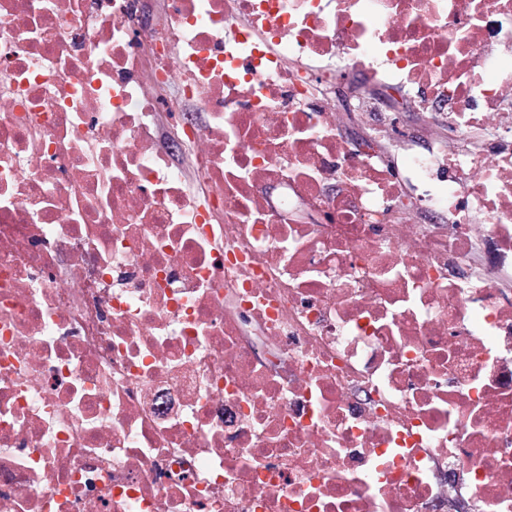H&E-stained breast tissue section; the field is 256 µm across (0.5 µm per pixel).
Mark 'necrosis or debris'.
Here are the masks:
<instances>
[{
    "mask_svg": "<svg viewBox=\"0 0 512 512\" xmlns=\"http://www.w3.org/2000/svg\"><path fill=\"white\" fill-rule=\"evenodd\" d=\"M136 12L0 0V512H512V0Z\"/></svg>",
    "mask_w": 512,
    "mask_h": 512,
    "instance_id": "4bbe7bcc",
    "label": "necrosis or debris"
}]
</instances>
